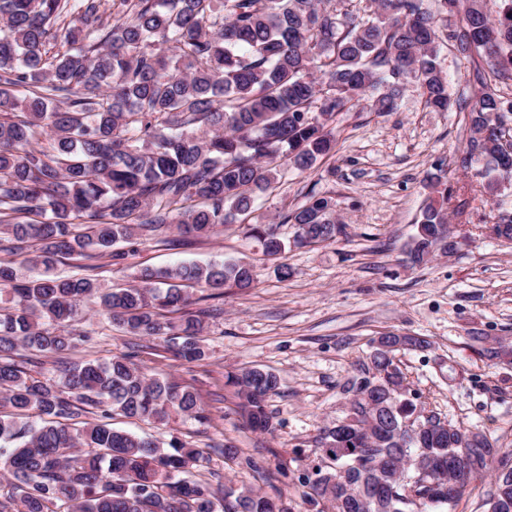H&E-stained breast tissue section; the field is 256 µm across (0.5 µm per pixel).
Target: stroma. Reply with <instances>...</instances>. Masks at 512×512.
I'll list each match as a JSON object with an SVG mask.
<instances>
[{
    "instance_id": "obj_1",
    "label": "stroma",
    "mask_w": 512,
    "mask_h": 512,
    "mask_svg": "<svg viewBox=\"0 0 512 512\" xmlns=\"http://www.w3.org/2000/svg\"><path fill=\"white\" fill-rule=\"evenodd\" d=\"M439 63L457 101L453 111H431L414 83L406 86L397 111L374 112L359 102L337 114L332 153L305 172L282 167L275 187L259 194L261 212L271 218L314 195L336 202L344 226L336 240L296 245L293 226L278 225L290 241L281 260L293 269L290 279H279L277 263L263 258L242 224L221 226L203 238L180 239L172 230L134 238L119 266L104 256L59 258L55 272L88 264L108 288L136 284L145 267L245 258L258 268L256 288H228L215 299L221 313L203 321L206 357L198 362L178 358L162 339L129 335L109 324L96 305L84 306L72 327L94 340L71 353V360L132 355L146 374L198 393L211 417L202 425L178 415L165 424L118 416L116 427L165 440L179 437L208 453L197 478L280 496L295 512H309L293 476L312 466L320 428L346 416L349 385L372 340L394 332L430 343L428 350L397 355L418 406L482 432L500 451H512V363L487 354L500 344L512 347V242L488 231L499 210L512 207V188L491 193L476 167L463 162L472 104L486 87L512 100V80L494 79L485 60L459 55L448 41ZM432 176L448 189V216L460 244L451 256L414 265L403 249ZM244 366L268 369L279 379L267 401L273 432L246 428L225 384L228 371ZM227 444L238 448L241 459L264 458L265 477L241 459H225Z\"/></svg>"
}]
</instances>
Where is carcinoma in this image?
<instances>
[{
	"instance_id": "cac0c4a2",
	"label": "carcinoma",
	"mask_w": 512,
	"mask_h": 512,
	"mask_svg": "<svg viewBox=\"0 0 512 512\" xmlns=\"http://www.w3.org/2000/svg\"><path fill=\"white\" fill-rule=\"evenodd\" d=\"M363 16L331 0H0V233L21 260L0 261V469L18 512H294L291 503L232 486L216 492L195 478L205 457L173 437L164 442L116 428L112 419L207 420L197 395L147 376L127 356L64 364L43 380L15 362L22 352L56 356L90 341L70 329L80 303L96 299L107 319L132 335L155 336L188 362L201 361L202 318L181 284L220 292L258 284L244 259L140 272L139 284L104 290L79 273L54 274L60 256L97 252L118 265L117 249L138 235L176 226L205 236L223 224L249 226L262 254L277 260L288 243L255 206L280 168L304 172L330 153L336 113L369 100L393 112L406 87L426 107L452 106L439 62L438 23L463 11L448 39L512 80V0L493 16L484 0H370ZM512 104L484 92L469 113L467 162H483L496 191L512 180ZM52 139L51 149L39 145ZM421 218L405 244L413 264L448 245V189L432 177ZM295 241L336 239L344 227L329 196L282 215ZM491 232L512 241V211ZM41 265L39 277L19 274ZM360 370L381 387L354 382L350 413L320 429V454L298 477L323 512H444L436 479L469 482L494 470L489 512H512V453L487 436L470 443L471 470L457 471V428L396 394L399 335L378 338ZM254 430L269 431L267 400L277 376L243 367L226 375ZM96 421L72 428L82 415ZM367 453L373 465L357 463ZM7 504V505H9ZM7 505L0 503L1 509Z\"/></svg>"
}]
</instances>
